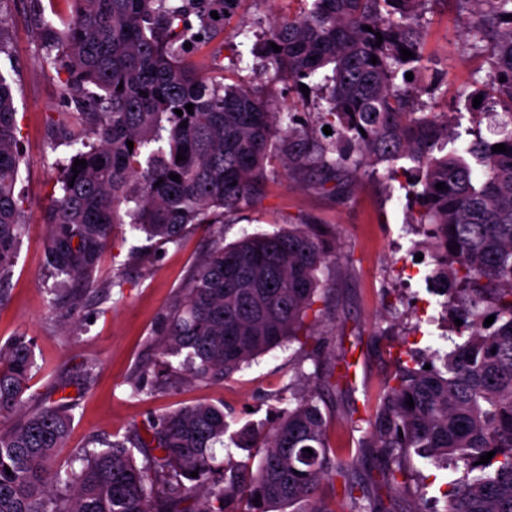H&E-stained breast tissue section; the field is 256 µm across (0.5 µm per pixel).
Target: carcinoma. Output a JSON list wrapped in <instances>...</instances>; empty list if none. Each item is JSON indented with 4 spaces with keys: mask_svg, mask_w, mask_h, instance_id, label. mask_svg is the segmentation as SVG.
<instances>
[{
    "mask_svg": "<svg viewBox=\"0 0 512 512\" xmlns=\"http://www.w3.org/2000/svg\"><path fill=\"white\" fill-rule=\"evenodd\" d=\"M70 2L65 29L37 24L47 62L74 104L50 116L54 137L75 148L52 181L44 217L45 257L61 277L56 305L70 317L84 306L123 204L129 223L164 245L254 204L274 173L268 166L279 138L285 169L306 166L339 181L367 163H386L388 179H407L415 223L435 244L432 286L445 296L448 320L462 325L450 330L452 349L429 354L431 369L398 363L374 420L355 427L367 446L386 449V483L398 484L400 459L411 450L448 469L439 499L418 483L415 512H512V0H458L477 53L486 54L477 94L503 116L492 141L477 127L461 133L454 113L415 104L406 73L427 69L422 27L430 0H301L303 10L268 27L255 53L272 79L327 84L319 120L336 133L330 141L294 127L296 113L282 112L262 90L217 82L186 61L241 0ZM402 48L414 57L402 59ZM17 131L11 86L0 75V285L27 231L15 193ZM497 144L506 152L492 151ZM77 159L86 167L76 174ZM331 258L326 236L310 224L227 245L217 231L165 318L161 363L181 355L187 379L222 382L308 334L306 320L319 317L318 273ZM34 367L28 336L0 345V512H229L230 500L243 505L237 512H283L297 502L308 503L307 512H384L367 486L350 480V461L330 454L318 405L329 375L300 373L315 379L314 388L295 395L263 437L239 436L237 447L264 449L254 472L218 461L227 422L212 403L152 414L127 442L93 440L64 469L57 456L69 435V398L22 411ZM490 451L489 463H479ZM337 476L344 496L327 503L320 485Z\"/></svg>",
    "mask_w": 512,
    "mask_h": 512,
    "instance_id": "1",
    "label": "carcinoma"
}]
</instances>
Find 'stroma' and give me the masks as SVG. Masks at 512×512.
<instances>
[{
    "label": "stroma",
    "mask_w": 512,
    "mask_h": 512,
    "mask_svg": "<svg viewBox=\"0 0 512 512\" xmlns=\"http://www.w3.org/2000/svg\"><path fill=\"white\" fill-rule=\"evenodd\" d=\"M301 7L300 0H241L221 34L192 52L191 61L202 73L262 89L283 110L299 113L320 138L322 81L312 82L305 92L288 82H268L262 59L250 52L258 33ZM69 13L67 0H0L10 34L9 51L0 54V75L11 86L17 110L22 161L16 191L24 199L29 225L0 299V344L21 333L33 340L36 365L28 408L67 393L74 400L60 465H68L74 450L90 438L124 439L149 413L210 402L227 414L225 452L236 462L258 466L262 449L235 447L240 431L266 433L290 402L297 371L310 374L318 365L333 367L343 354L352 360L347 376L338 388L324 393L319 407L332 446L343 449L352 463V479L367 485L387 512H415L419 507L418 473L426 476L429 495H439L445 471L414 455L403 461L406 483L394 488L380 484L385 458L379 449L365 447L361 432L350 424L351 418L374 413L395 360L419 361L430 350L448 349L442 298L428 280L434 248L415 224L404 190L386 179L385 165L366 168L337 190L320 188L309 173L278 174L265 183L256 204L224 221L228 243L291 224L317 225L334 241L337 262L320 276L323 289L316 307L321 317L314 326L315 338L307 344L274 348L221 383L191 382L159 367L163 320L182 299L187 275L210 246L212 232L205 227L188 230L180 241L159 249L130 224L115 225L100 257L99 284L86 307L77 321L61 317L46 268L43 212L55 163L71 149L56 144L48 123L50 115L65 111L66 101L34 34V18L40 15L56 23ZM424 49L445 72L430 101L431 111L469 113L465 95L484 71L456 0H436L427 13ZM138 378L144 390L136 395L131 383Z\"/></svg>",
    "instance_id": "obj_1"
}]
</instances>
